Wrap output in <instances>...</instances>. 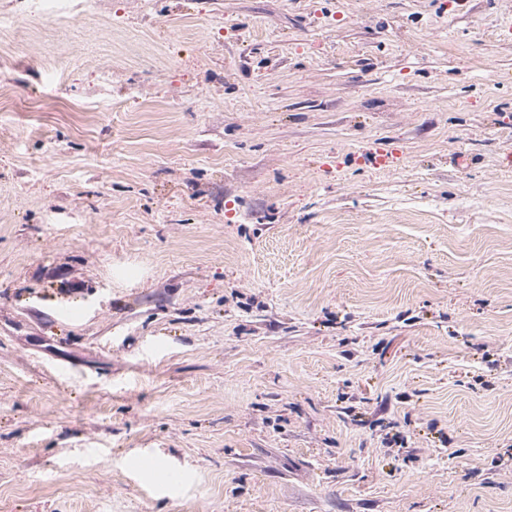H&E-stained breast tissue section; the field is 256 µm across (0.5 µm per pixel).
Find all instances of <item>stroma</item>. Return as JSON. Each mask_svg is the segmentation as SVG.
I'll list each match as a JSON object with an SVG mask.
<instances>
[{"mask_svg":"<svg viewBox=\"0 0 512 512\" xmlns=\"http://www.w3.org/2000/svg\"><path fill=\"white\" fill-rule=\"evenodd\" d=\"M29 4L0 512H512V0Z\"/></svg>","mask_w":512,"mask_h":512,"instance_id":"35a3bbf8","label":"stroma"}]
</instances>
